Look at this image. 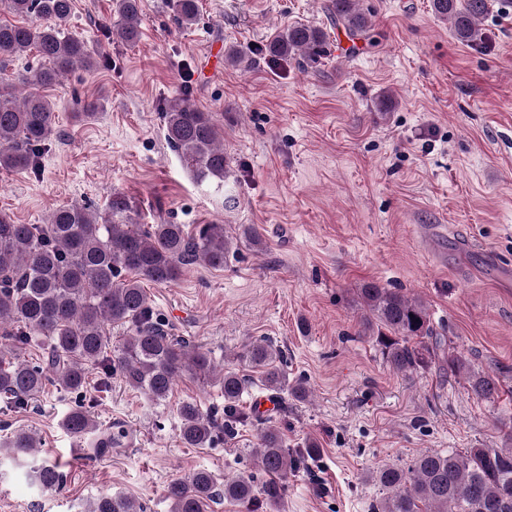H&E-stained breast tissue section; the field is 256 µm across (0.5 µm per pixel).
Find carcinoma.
Instances as JSON below:
<instances>
[{
  "instance_id": "1",
  "label": "carcinoma",
  "mask_w": 512,
  "mask_h": 512,
  "mask_svg": "<svg viewBox=\"0 0 512 512\" xmlns=\"http://www.w3.org/2000/svg\"><path fill=\"white\" fill-rule=\"evenodd\" d=\"M5 9L27 24L0 22V57H21L35 51L42 65L15 81L0 78V170L25 173L39 165L41 147L56 133L55 111L46 97L20 87H50L76 68L97 67L88 41L66 32L73 0H3ZM491 0H432L439 18L451 24L458 41L482 40L481 22ZM179 26L196 22L198 0H172ZM336 25L350 37L368 35L369 20L359 0H330ZM116 20L112 35L125 43L140 36V0H113ZM323 30L295 24L272 35L267 50L274 57L315 61L323 53ZM165 139L197 178L222 179L229 161L224 154L221 126L210 112L188 99L173 100L163 112ZM233 237L222 224H205L192 232L183 224H110L79 205L54 209L44 224H17L0 214V395L9 407L23 409L50 382L67 390L84 388L91 370L106 377L119 373L125 383L149 398L164 402L176 382L188 376L208 379L210 359L192 341L171 335L154 317L143 282L168 284L183 269L204 264L224 267ZM361 305L377 320L375 343L390 370L411 377L434 362L448 375L464 378L473 395L490 399L497 384L461 353L448 349L447 339L431 325L429 308L398 288L368 282L356 289ZM126 325L129 334L108 353L107 326ZM47 356L38 364L25 359L32 339ZM261 373L263 385L296 400L308 396L301 380L289 381L284 352L270 338L259 339L240 354ZM215 382L224 396V418L203 412L197 403L179 405L180 437L188 448H204L221 429L233 438L244 418L240 401L248 380L227 367ZM66 430L83 438L101 432L98 453L116 442L112 431H100L88 407L66 413ZM41 439L32 431L13 433L4 446L10 457L26 466L28 478L46 489H59L63 473L48 460L40 463ZM318 452L307 441L304 449L288 450L282 434L268 427L253 455L268 480L255 485L254 476L239 475L218 485L207 469H196L165 488L170 512H208L224 498L254 512L259 499L277 509L288 493V473ZM385 496L370 512H512V448H469L464 452L427 449L407 467L384 463L371 473ZM83 512H144L124 495H106L86 503Z\"/></svg>"
}]
</instances>
